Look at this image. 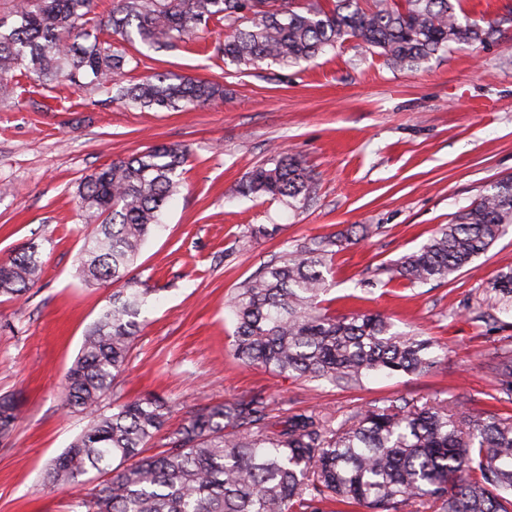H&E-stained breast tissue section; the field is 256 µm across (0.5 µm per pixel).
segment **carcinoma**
<instances>
[{
	"label": "carcinoma",
	"instance_id": "1",
	"mask_svg": "<svg viewBox=\"0 0 512 512\" xmlns=\"http://www.w3.org/2000/svg\"><path fill=\"white\" fill-rule=\"evenodd\" d=\"M94 8L95 0H13V24H0V102L14 98L23 78L48 92L89 79L113 99L151 110L189 111L222 100L218 82L166 72L125 79L143 64L127 46L173 48L211 23L228 31L217 52L238 68L295 65L355 39L404 69L454 44H485L512 22V11L485 27L463 21L460 0H372L366 8L361 0H112L102 18ZM187 154L150 145L80 183L79 208L94 225L81 249L83 280H123L126 288L103 307L67 370L64 404L88 424L50 461L45 481L77 489L92 470L112 473L78 501L86 512H321L324 502L342 504L344 512H512V416L402 400L373 401L338 426L314 410L276 421L269 398L257 392L198 406L168 433L163 450L146 456L169 420L168 401L148 395L103 410L128 364L147 294L129 273L183 186ZM237 191L295 211L315 197L311 172L292 154L253 167ZM511 225L510 176L401 257L391 278L444 283ZM342 246L334 236L298 244L236 289L229 308L242 364L335 385L374 374L421 375L434 366L431 340L397 330L379 314L337 318L322 306L325 271ZM41 267L38 244L19 249L0 263V297L23 296ZM492 291L512 305V269L496 275ZM489 369L498 400L511 403L512 355L495 357ZM20 413L15 397L0 398L1 440Z\"/></svg>",
	"mask_w": 512,
	"mask_h": 512
}]
</instances>
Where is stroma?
<instances>
[{"label": "stroma", "mask_w": 512, "mask_h": 512, "mask_svg": "<svg viewBox=\"0 0 512 512\" xmlns=\"http://www.w3.org/2000/svg\"><path fill=\"white\" fill-rule=\"evenodd\" d=\"M221 26L198 30L150 67L223 82L227 97L191 112L140 109L104 89L61 86L0 103V261L41 246L42 271L20 299L0 298V395L22 402L0 440V512H82L76 492L43 471L87 425L64 406V375L116 285H88L79 267L89 229L77 214L82 178L145 146H187L185 184L165 226L131 274L151 294L126 372L110 404L159 395L170 428L201 403L261 391L277 419L310 409L344 422L381 400H459L473 411L512 414L497 402L487 364L512 353V310L492 282L512 267V231L445 283L409 285L386 268L418 249L455 213L512 176V24L485 45L460 43L414 69H393L346 42L314 62L237 71L217 48ZM283 152L311 170L315 200L282 202L236 193L254 165ZM371 226L333 258L328 308L378 313L434 341L427 374L371 377L340 387L243 365L228 301L264 262L288 247ZM268 235L256 236L257 227Z\"/></svg>", "instance_id": "35a3bbf8"}]
</instances>
